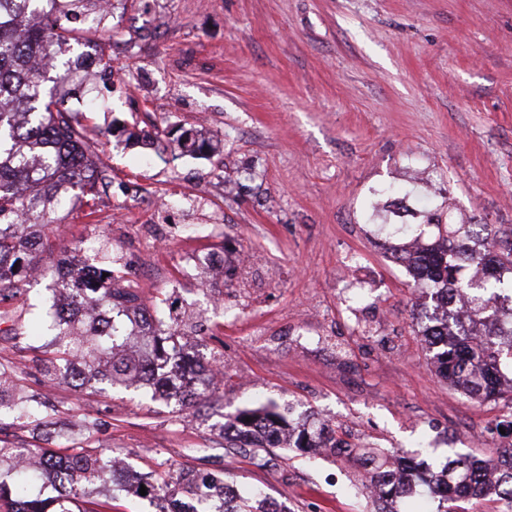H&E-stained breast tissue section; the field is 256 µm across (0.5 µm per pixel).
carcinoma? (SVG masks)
<instances>
[{
	"mask_svg": "<svg viewBox=\"0 0 512 512\" xmlns=\"http://www.w3.org/2000/svg\"><path fill=\"white\" fill-rule=\"evenodd\" d=\"M114 9V0H0V304L24 291L35 262L67 265L70 281L51 288L48 297L52 320L43 326V372L62 377L78 395L99 385L125 390L146 386L153 389L152 398L182 414L223 401L224 383L186 389L179 366L184 351L181 324L174 321L159 329L156 312L143 304L115 259L99 266L106 277L97 287H82L85 261L75 254L56 255L47 232L49 215L66 205L69 190L94 196L109 179L107 172L92 167L84 125L65 103L80 97L86 81L72 59L81 40L69 23L95 20L110 33ZM59 57L64 58L62 74L52 80L38 62ZM49 80L53 87L48 89ZM178 148L213 154L218 146L195 136L178 141ZM380 214L387 237L427 240L415 255L406 243L391 242L388 250L407 267L413 287L424 298L419 309L439 301L448 306L444 321L422 326L428 344L440 343L434 358L441 362V373L479 403L512 393V386L506 391L497 387L501 366L512 367V294H507L512 291V231L483 225L474 215L463 218L451 207L412 213L398 200L375 203L372 215ZM456 295L469 302L462 317L451 308ZM90 300L99 308L98 321L75 324L61 315L62 308ZM12 322L8 311L0 310V340L19 347L22 336ZM50 415L40 396L16 391L13 372L0 364V434L19 417L46 425ZM266 426L289 428L291 423L270 404L241 411L231 425L214 428L225 452H247L261 460L269 452ZM319 438V432L304 427L288 447L313 449ZM324 447L350 458L356 445L331 436ZM29 454L35 451L0 437V457L7 455L19 465L15 486L0 481V512H18ZM498 458L496 485L487 489L484 461L474 456L450 455L439 473L424 480L410 471L391 481L385 453H375L366 459L375 464L380 484L378 498L372 500L374 512H391L389 506L398 498L407 500V512H427L430 503L433 512H452L462 499L472 512H479L491 494L512 512V444L501 448ZM114 461L110 454L83 450L65 459L42 458L44 472L54 462L65 465V470L53 472L57 495L27 500L24 512H85L84 486L109 481ZM187 493L200 505L195 512H270L266 499L255 493L243 497L227 480L200 485L191 479Z\"/></svg>",
	"mask_w": 512,
	"mask_h": 512,
	"instance_id": "cac0c4a2",
	"label": "carcinoma"
}]
</instances>
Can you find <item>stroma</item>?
Segmentation results:
<instances>
[{
	"instance_id": "35a3bbf8",
	"label": "stroma",
	"mask_w": 512,
	"mask_h": 512,
	"mask_svg": "<svg viewBox=\"0 0 512 512\" xmlns=\"http://www.w3.org/2000/svg\"><path fill=\"white\" fill-rule=\"evenodd\" d=\"M116 36L83 30L112 71L91 77L86 140L109 180L51 217L57 253L121 258L145 304L173 296L199 316L188 347L226 366L224 404L197 418L134 390L48 389L39 355L0 341L25 392L48 393L50 428L11 429L36 452L114 450L170 500L222 473L284 512H356L357 462L276 450L228 454L213 425L275 404L366 447L495 454L504 400L477 403L434 369L412 320L417 296L372 222L376 189L421 210L454 205L512 229V0H127ZM220 143L180 154L183 132ZM224 259L203 294L193 254ZM52 276L6 303L36 329ZM102 428L86 434L87 416Z\"/></svg>"
}]
</instances>
